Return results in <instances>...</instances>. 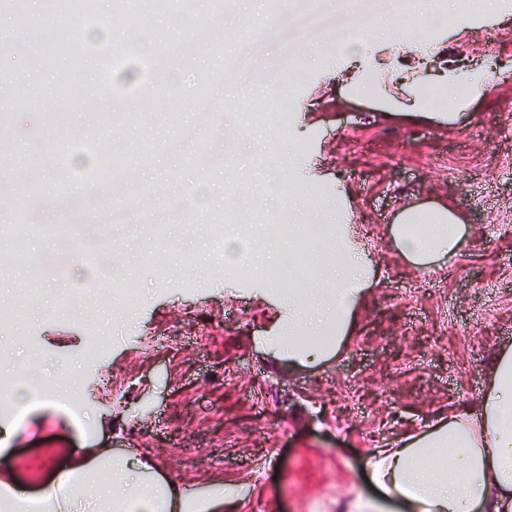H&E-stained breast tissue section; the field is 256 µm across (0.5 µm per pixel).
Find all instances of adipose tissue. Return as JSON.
I'll list each match as a JSON object with an SVG mask.
<instances>
[{
	"label": "adipose tissue",
	"instance_id": "adipose-tissue-1",
	"mask_svg": "<svg viewBox=\"0 0 512 512\" xmlns=\"http://www.w3.org/2000/svg\"><path fill=\"white\" fill-rule=\"evenodd\" d=\"M446 25L440 11L413 19L398 15L387 21L388 34L370 59L351 53V63L369 64L373 80L393 85L394 94L384 99L393 114L443 119L465 107L460 84L468 85L473 102L495 87L498 72L477 68L461 78L449 69L444 45L423 38L424 28ZM430 86L446 94L433 108L423 99ZM423 223L428 232L415 234ZM327 230L335 237L334 249L325 262L313 264L305 257L304 226L288 227L296 286L288 291V315L273 343L299 364L340 352L375 277L374 261L355 245L349 225ZM467 231L461 216L443 205L405 207L389 227L400 253L423 268L455 259ZM477 403L475 411L449 412L399 447L375 449V486L399 497L409 512H512V345L492 359ZM225 501L223 485L188 496L163 481L149 462H115L92 453L72 458L68 470L35 496L12 480L0 481V512H224Z\"/></svg>",
	"mask_w": 512,
	"mask_h": 512
}]
</instances>
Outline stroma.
I'll return each mask as SVG.
<instances>
[{
	"label": "stroma",
	"mask_w": 512,
	"mask_h": 512,
	"mask_svg": "<svg viewBox=\"0 0 512 512\" xmlns=\"http://www.w3.org/2000/svg\"><path fill=\"white\" fill-rule=\"evenodd\" d=\"M25 3L57 46L0 13L13 54L0 73V147L13 167L0 179L44 228L18 253L0 234V258H13L0 269V380L26 406L35 387L56 399L0 451V476L36 493L68 456L96 448L149 455L183 489L223 483L231 512H370L371 448L475 409L489 361L512 344V0H494L498 20L462 5L448 22L469 31L448 44L460 70L504 69L491 95L452 121L417 124L383 120L376 99L336 83L342 34L357 32L352 45L372 54L383 31L368 19L407 0H323L309 29L278 25L267 0H228L183 24L163 51L179 76L163 80L154 67L130 79L102 71L92 23L64 29L47 0ZM257 17L231 78L198 98L211 49ZM73 53L86 56L83 84L120 90L130 122L109 106L63 108L58 75ZM20 94L33 106L10 110ZM147 134L159 145L135 187L90 186L85 146L132 151ZM271 182L287 188L292 224L335 223L337 195L349 196L380 271L339 355L306 367L266 343L290 286L268 275L288 249L266 231L278 209L258 202ZM176 198L182 220L159 236L140 229L141 209ZM409 200L452 205L470 227L440 270L416 269L387 235ZM116 205L128 224H110ZM228 241L254 274L225 259Z\"/></svg>",
	"instance_id": "1"
}]
</instances>
